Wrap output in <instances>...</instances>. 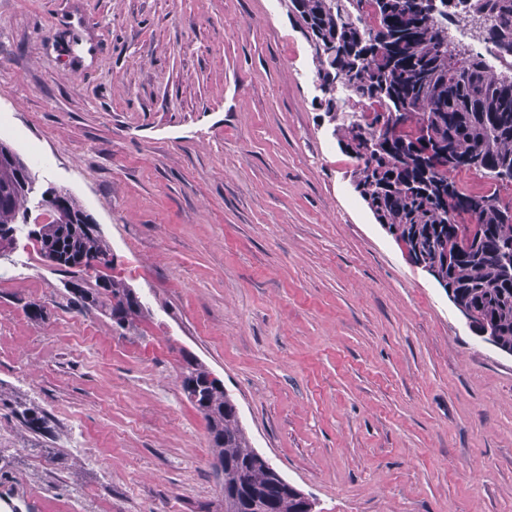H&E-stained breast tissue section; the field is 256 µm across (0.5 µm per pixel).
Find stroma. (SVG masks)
<instances>
[{"instance_id": "stroma-1", "label": "stroma", "mask_w": 512, "mask_h": 512, "mask_svg": "<svg viewBox=\"0 0 512 512\" xmlns=\"http://www.w3.org/2000/svg\"><path fill=\"white\" fill-rule=\"evenodd\" d=\"M317 85L281 0H0V138L37 174L28 205L77 198L149 309L123 336L64 305L17 231L0 512H224L186 352L317 512H512V356L377 224ZM14 415L30 430L39 432L48 422L44 411H37L35 408L23 404L16 405Z\"/></svg>"}]
</instances>
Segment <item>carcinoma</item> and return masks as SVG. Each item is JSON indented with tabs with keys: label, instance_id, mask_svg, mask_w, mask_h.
<instances>
[{
	"label": "carcinoma",
	"instance_id": "1",
	"mask_svg": "<svg viewBox=\"0 0 512 512\" xmlns=\"http://www.w3.org/2000/svg\"><path fill=\"white\" fill-rule=\"evenodd\" d=\"M306 38L333 136L353 161L355 190L388 233L403 238L415 262L435 267L438 284L473 316L483 340L512 355V201L497 190L467 192L459 175L475 171L512 186V75L495 74L452 30L464 19L472 37L512 54V0H283ZM366 105L369 111L358 108ZM35 173L0 140V230L38 224L27 206ZM57 221L31 229L58 247L55 271L87 311L138 329L143 305L126 282H106L84 262L111 249L78 202L47 190ZM476 224L481 233L465 234ZM195 358L184 359L181 388L207 423L224 468V512H306L299 491L251 446L231 396ZM39 432L45 412L16 405Z\"/></svg>",
	"mask_w": 512,
	"mask_h": 512
}]
</instances>
